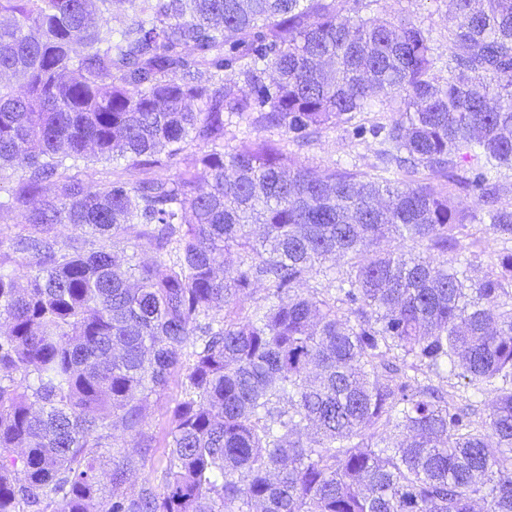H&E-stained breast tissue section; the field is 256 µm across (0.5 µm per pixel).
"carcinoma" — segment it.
I'll list each match as a JSON object with an SVG mask.
<instances>
[{
    "instance_id": "obj_1",
    "label": "carcinoma",
    "mask_w": 512,
    "mask_h": 512,
    "mask_svg": "<svg viewBox=\"0 0 512 512\" xmlns=\"http://www.w3.org/2000/svg\"><path fill=\"white\" fill-rule=\"evenodd\" d=\"M120 2L0 0V181L21 172L0 199V512H88L104 478L101 512H512V248L479 281L378 249L443 256L478 219L512 243V210L450 199L512 168V0H450L446 80L426 30L362 0ZM378 104L372 174L266 137ZM328 260L344 271L303 294ZM175 378L163 492L129 498L111 430L149 450Z\"/></svg>"
}]
</instances>
